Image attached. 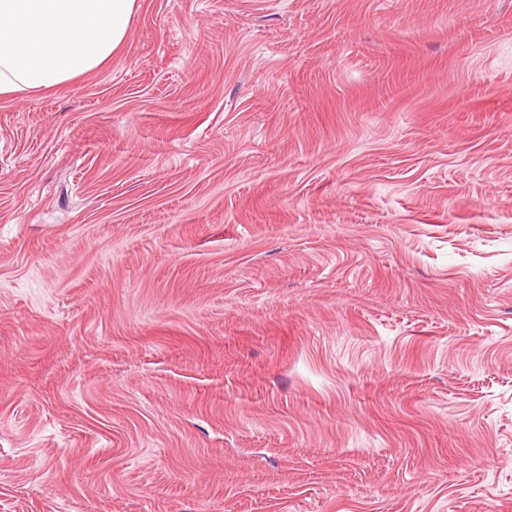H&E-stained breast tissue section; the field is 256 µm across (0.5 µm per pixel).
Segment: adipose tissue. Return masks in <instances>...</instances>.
<instances>
[{
  "mask_svg": "<svg viewBox=\"0 0 512 512\" xmlns=\"http://www.w3.org/2000/svg\"><path fill=\"white\" fill-rule=\"evenodd\" d=\"M136 0H0V96L39 93L101 69Z\"/></svg>",
  "mask_w": 512,
  "mask_h": 512,
  "instance_id": "1",
  "label": "adipose tissue"
}]
</instances>
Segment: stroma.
<instances>
[{
  "label": "stroma",
  "mask_w": 512,
  "mask_h": 512,
  "mask_svg": "<svg viewBox=\"0 0 512 512\" xmlns=\"http://www.w3.org/2000/svg\"><path fill=\"white\" fill-rule=\"evenodd\" d=\"M0 512H512V0H137L0 97Z\"/></svg>",
  "instance_id": "1"
}]
</instances>
